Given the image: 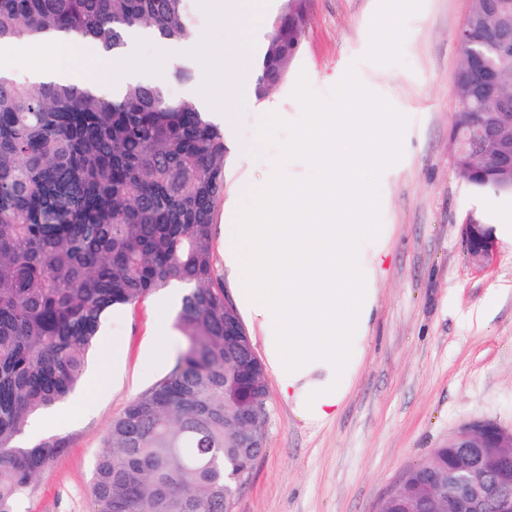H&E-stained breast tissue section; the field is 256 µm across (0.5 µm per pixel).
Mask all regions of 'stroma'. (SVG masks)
Instances as JSON below:
<instances>
[{
  "label": "stroma",
  "mask_w": 512,
  "mask_h": 512,
  "mask_svg": "<svg viewBox=\"0 0 512 512\" xmlns=\"http://www.w3.org/2000/svg\"><path fill=\"white\" fill-rule=\"evenodd\" d=\"M208 2H192V39L139 47L144 64L166 50L173 65L194 69L192 82L168 84L172 95L208 92L216 78L208 57L239 40V28L223 23ZM376 5L307 0L301 41L283 82L264 98L214 115L226 139L254 140L267 109L288 120L300 116L291 96L299 73L325 95L353 64L368 88L409 119L403 157L381 177L387 235L368 347L350 392L334 419L311 426L268 381L265 448L231 512H378L402 474L457 427L488 421L512 431V234L498 230L512 214V199L475 193L463 182L451 141L462 57L457 33L471 0H424L408 21L400 65L361 59ZM273 154L270 148L257 155L227 152L216 243H223L228 225L245 223L234 200L245 185L268 179ZM470 213L498 232L492 259L479 266L469 262L462 242ZM177 312L165 289L108 314L80 387L42 425L43 433L69 443L19 512H92L90 483L103 439L127 403L168 371L179 341Z\"/></svg>",
  "instance_id": "35a3bbf8"
}]
</instances>
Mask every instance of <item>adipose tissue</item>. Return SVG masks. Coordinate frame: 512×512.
<instances>
[{
  "label": "adipose tissue",
  "instance_id": "1",
  "mask_svg": "<svg viewBox=\"0 0 512 512\" xmlns=\"http://www.w3.org/2000/svg\"><path fill=\"white\" fill-rule=\"evenodd\" d=\"M269 0H226L224 14L251 19L241 40L224 56L235 74L227 94L212 91L205 102L218 110L244 98L251 73L240 66L260 45ZM80 66L60 65L70 82L92 73L104 87L143 76L132 55L100 67L103 48H76ZM390 131L366 112H327L306 126L299 143L317 171L311 188L281 182L259 186L246 223L237 225L224 249V265L237 278L238 305L258 321L269 368L280 393L311 425L333 419L344 403L366 353L375 307V278L366 245L386 230L366 223L373 199L359 170L391 159Z\"/></svg>",
  "mask_w": 512,
  "mask_h": 512
}]
</instances>
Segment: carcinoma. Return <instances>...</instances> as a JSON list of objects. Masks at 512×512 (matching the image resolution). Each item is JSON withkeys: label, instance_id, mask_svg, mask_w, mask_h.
Masks as SVG:
<instances>
[{"label": "carcinoma", "instance_id": "obj_1", "mask_svg": "<svg viewBox=\"0 0 512 512\" xmlns=\"http://www.w3.org/2000/svg\"><path fill=\"white\" fill-rule=\"evenodd\" d=\"M191 0H0V44L44 33L120 52L129 32L164 40L195 35ZM303 10L288 12V56ZM475 20L469 47L512 103V54L490 49ZM270 51L254 92L265 97ZM478 78L457 74V112ZM224 130L166 83L127 85L102 97L92 81L34 84L0 75V512L23 497L67 439L22 445L31 415L76 391L105 315L177 283L188 285L175 319L180 350L169 371L112 421L90 486L92 512H230L233 474L251 449L227 427L266 394L224 342V281L214 272V217L224 197ZM499 189L491 168L465 179ZM437 448L405 471L448 468Z\"/></svg>", "mask_w": 512, "mask_h": 512}]
</instances>
